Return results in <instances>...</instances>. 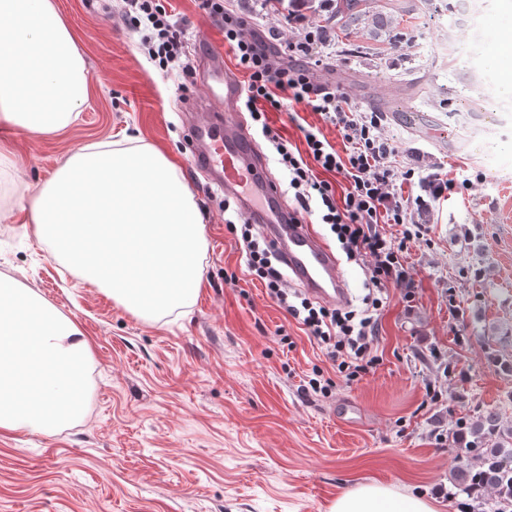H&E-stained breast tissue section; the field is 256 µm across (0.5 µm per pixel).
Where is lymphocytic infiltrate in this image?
I'll list each match as a JSON object with an SVG mask.
<instances>
[{
	"label": "lymphocytic infiltrate",
	"instance_id": "lymphocytic-infiltrate-1",
	"mask_svg": "<svg viewBox=\"0 0 512 512\" xmlns=\"http://www.w3.org/2000/svg\"><path fill=\"white\" fill-rule=\"evenodd\" d=\"M198 7L224 34L236 66L246 80L239 100L249 112L254 130L277 154L288 171V187L301 212H309L318 201L319 218L327 224L347 259L367 261L371 294L360 309L318 305L292 291L272 252L262 247L249 220H242L240 237L247 249L249 274L265 288L267 296L317 341L345 380L357 379L375 362L374 313L383 301L380 290L389 284L409 285L402 261V245L378 232L381 224H407L410 203L396 187L411 183L415 171H397L390 159L396 146L380 132V117L352 109L345 95L329 83L315 80L311 63L321 56L326 40L317 27L306 26L296 39L284 40L291 19L280 20L267 34H257L251 14L226 7L224 0H197ZM123 17L131 29L141 33L151 60L165 69L178 68L191 74L185 59L184 34L161 0H123ZM285 42L288 53L279 55L270 43ZM305 104L339 127L350 144L348 156H340L321 131L304 129V147H296L268 123V115L282 111L285 102ZM346 182L337 191L335 177Z\"/></svg>",
	"mask_w": 512,
	"mask_h": 512
}]
</instances>
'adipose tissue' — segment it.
I'll use <instances>...</instances> for the list:
<instances>
[{
    "instance_id": "1",
    "label": "adipose tissue",
    "mask_w": 512,
    "mask_h": 512,
    "mask_svg": "<svg viewBox=\"0 0 512 512\" xmlns=\"http://www.w3.org/2000/svg\"><path fill=\"white\" fill-rule=\"evenodd\" d=\"M89 93L85 61L53 0H0V129L48 135ZM92 343L72 320L0 274V435L52 431L75 419ZM331 512H434L425 498L378 483L336 498Z\"/></svg>"
}]
</instances>
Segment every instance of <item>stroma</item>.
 Instances as JSON below:
<instances>
[{
	"mask_svg": "<svg viewBox=\"0 0 512 512\" xmlns=\"http://www.w3.org/2000/svg\"><path fill=\"white\" fill-rule=\"evenodd\" d=\"M172 6L191 44L224 35L195 0ZM400 25L402 49L375 53L335 37L334 0H284L279 10L237 0L257 31L295 16L329 38L317 80L349 77L358 104L371 88L395 105L415 100L449 134L442 151L384 119L399 148L396 167L455 180L445 197H424L419 238L404 251L413 290L392 284L376 315L377 360L348 382L316 341L250 279L246 251L230 229L237 208L192 166L186 115L206 93L198 77L160 71L140 36L118 16L120 0H54L82 53L89 96L78 117L52 135L5 136L13 163L0 183V273L15 276L92 340L79 389L83 417L49 434L0 436V512H330L336 497L376 482L461 512L448 497V429L463 414L512 417V376L487 358L512 356V148L476 132L501 124L512 136V54L500 53L512 0H480L474 41L463 0H414ZM303 145L317 127L339 154L338 127L301 104L270 115ZM133 140L166 153L200 208L207 254L191 306L146 320L132 315L55 257L24 224L29 206L72 151ZM487 177L469 189L466 178ZM330 397L308 392L313 372ZM352 403L357 412L340 418Z\"/></svg>",
	"mask_w": 512,
	"mask_h": 512,
	"instance_id": "obj_1",
	"label": "stroma"
}]
</instances>
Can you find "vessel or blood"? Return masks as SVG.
Wrapping results in <instances>:
<instances>
[{
    "instance_id": "obj_1",
    "label": "vessel or blood",
    "mask_w": 512,
    "mask_h": 512,
    "mask_svg": "<svg viewBox=\"0 0 512 512\" xmlns=\"http://www.w3.org/2000/svg\"><path fill=\"white\" fill-rule=\"evenodd\" d=\"M197 60L208 97L197 103L198 116L191 123L195 165L211 173L225 196L233 198L240 212L260 226L293 284L331 305L350 302V282L335 251L312 225L295 222L293 211L283 203L278 186L270 179L267 159L254 145L237 112L242 86L225 69L223 50L210 46L199 52ZM366 103L389 111L396 124L445 147L446 133L418 108L393 110L388 99L374 96L367 97Z\"/></svg>"
}]
</instances>
